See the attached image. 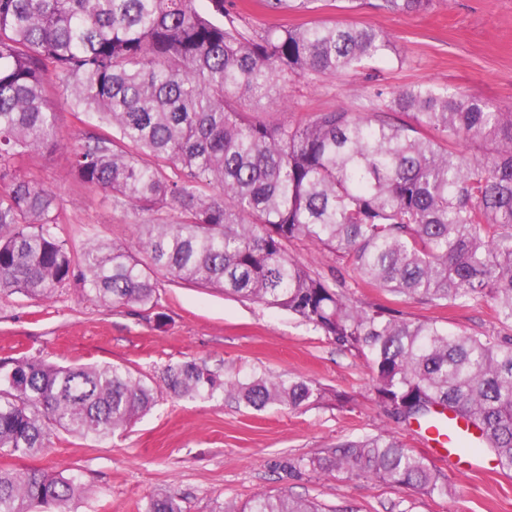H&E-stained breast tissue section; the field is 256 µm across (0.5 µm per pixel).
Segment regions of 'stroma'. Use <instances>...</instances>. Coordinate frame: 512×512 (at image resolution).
<instances>
[{"label":"stroma","instance_id":"1","mask_svg":"<svg viewBox=\"0 0 512 512\" xmlns=\"http://www.w3.org/2000/svg\"><path fill=\"white\" fill-rule=\"evenodd\" d=\"M257 30L330 21L387 31L401 64L382 66L391 87L429 82L512 107V0H433L423 12L392 14L348 0H325L316 11L273 13L262 0H233ZM59 145L31 154L22 174L53 190L64 236L73 252L87 243L132 244L149 215L115 206L111 194L88 188L71 170V149L95 126L73 110L55 77L47 79ZM363 74H347L288 87L287 111L270 121L295 120L331 108H353L368 94ZM155 306L101 305L72 281L37 300L0 293V360L36 356L69 364H123L161 382L164 370L185 361L220 377L256 375L315 382L318 405L261 411L235 398L158 395L155 405L126 429L106 438L54 432L44 452L18 457L0 450V468L78 476L83 489L71 512H143L149 497L172 492L184 512H222L260 493L314 501L323 512H512V472L481 458V473L464 460L440 459L417 425H406L381 406L364 356L337 344L287 311L199 288L160 272ZM359 305H382L412 321L434 320L451 332L504 334L490 302L436 307L375 288H353ZM391 434L427 457L446 476L451 495L392 487L362 474L291 471L301 458L324 456L336 444Z\"/></svg>","mask_w":512,"mask_h":512}]
</instances>
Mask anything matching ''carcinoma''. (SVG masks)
I'll return each mask as SVG.
<instances>
[{"mask_svg": "<svg viewBox=\"0 0 512 512\" xmlns=\"http://www.w3.org/2000/svg\"><path fill=\"white\" fill-rule=\"evenodd\" d=\"M0 0V292L50 298L78 279L104 306H152L160 270L201 288L285 310L368 360L378 403L421 425L463 418L481 450L512 472V337L450 333L388 307L358 306L338 271L291 256L307 240L351 279L433 306L491 302L512 327V109L432 83L377 87L358 110L295 121L288 84L400 63L374 27L315 22L257 31L229 0ZM319 0H265L309 11ZM432 0H377L394 14ZM102 130L74 148V173L116 205L170 222L140 225L135 246L61 236L57 197L18 164L58 145L46 77ZM391 113L407 117L394 122ZM488 150H451L452 138ZM147 255L145 264L138 254ZM176 396L232 394L246 407L321 401L308 380H226L195 361L168 367ZM158 387L128 367L0 363V450L27 456L52 432L107 437L155 402ZM310 471H358L390 486L448 495L442 472L397 437L341 442L299 460ZM78 477L0 469V512H68ZM145 512H183L169 493ZM238 512H320L309 500L261 493ZM289 252L312 270L328 275L331 267L347 270L345 263L332 254L321 250L306 240H295L288 246Z\"/></svg>", "mask_w": 512, "mask_h": 512, "instance_id": "cac0c4a2", "label": "carcinoma"}]
</instances>
